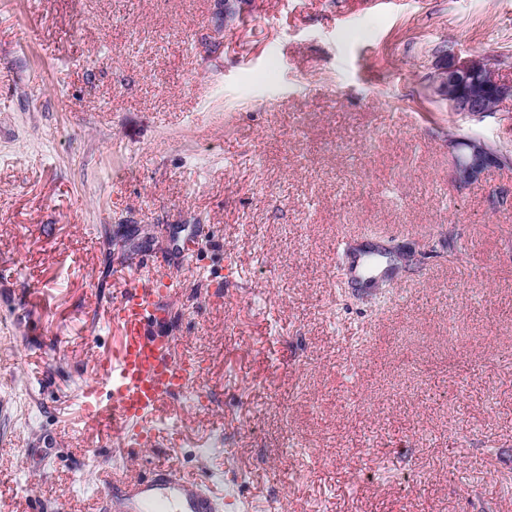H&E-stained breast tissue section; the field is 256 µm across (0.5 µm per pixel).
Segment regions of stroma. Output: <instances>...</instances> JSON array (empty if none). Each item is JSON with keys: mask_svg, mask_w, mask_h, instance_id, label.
Returning <instances> with one entry per match:
<instances>
[{"mask_svg": "<svg viewBox=\"0 0 512 512\" xmlns=\"http://www.w3.org/2000/svg\"><path fill=\"white\" fill-rule=\"evenodd\" d=\"M0 0V512H103L167 464L221 512H512V151L430 83L512 0ZM409 251L379 294L348 242ZM160 265L208 407L138 451L81 409ZM448 157L451 177L459 187L478 181L492 167L504 165L492 145L474 137H450Z\"/></svg>", "mask_w": 512, "mask_h": 512, "instance_id": "stroma-1", "label": "stroma"}]
</instances>
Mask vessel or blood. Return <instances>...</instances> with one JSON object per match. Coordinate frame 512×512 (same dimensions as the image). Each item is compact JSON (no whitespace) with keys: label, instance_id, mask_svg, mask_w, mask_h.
Segmentation results:
<instances>
[{"label":"vessel or blood","instance_id":"b4317fda","mask_svg":"<svg viewBox=\"0 0 512 512\" xmlns=\"http://www.w3.org/2000/svg\"><path fill=\"white\" fill-rule=\"evenodd\" d=\"M178 286L170 278L135 281L104 311L119 330L118 342L102 360L83 402L88 416L111 419L113 434L133 429L130 443L137 447L154 439V423L166 407L192 391L191 360L177 353L174 337L158 333L164 307ZM104 501L120 502L125 512H218L203 481L171 466H156L148 476L105 488Z\"/></svg>","mask_w":512,"mask_h":512}]
</instances>
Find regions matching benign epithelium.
Here are the masks:
<instances>
[{"instance_id":"1","label":"benign epithelium","mask_w":512,"mask_h":512,"mask_svg":"<svg viewBox=\"0 0 512 512\" xmlns=\"http://www.w3.org/2000/svg\"><path fill=\"white\" fill-rule=\"evenodd\" d=\"M434 92L448 101L452 112L480 117L512 98V84L498 82L487 57L471 56L441 66L432 76ZM451 177L458 186L479 180L492 167L502 165L492 146L480 138H448Z\"/></svg>"}]
</instances>
